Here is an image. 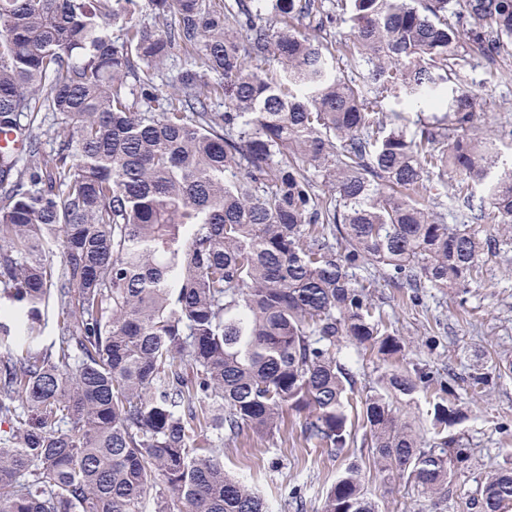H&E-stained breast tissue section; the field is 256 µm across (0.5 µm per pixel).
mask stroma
I'll use <instances>...</instances> for the list:
<instances>
[{"label": "stroma", "mask_w": 512, "mask_h": 512, "mask_svg": "<svg viewBox=\"0 0 512 512\" xmlns=\"http://www.w3.org/2000/svg\"><path fill=\"white\" fill-rule=\"evenodd\" d=\"M465 65L467 87L482 97L484 119L491 126L497 148L503 159H510L512 57L491 65L470 51ZM373 294L408 348L403 357L385 362L374 354L344 346L340 359L356 371L359 388H380L391 370L411 364L443 376L451 371L465 375L471 364L466 354L470 348L512 354V269L493 267L464 295L452 289L428 290L418 307L411 305L403 288L382 286ZM430 333L439 337L438 348L425 346L424 339ZM298 431L293 418L279 440L264 441L246 430L235 446L224 451L225 469L258 492L269 512H281L284 500L295 488L301 491L304 512H320L326 490L352 462L360 467L379 512H470L469 497L484 471L503 460L512 461V378L500 380L489 396L470 402L466 419L455 426V433L475 448V465L457 478L453 497L438 506L404 487L384 492L368 449L355 447L348 454L331 457L304 447Z\"/></svg>", "instance_id": "35a3bbf8"}]
</instances>
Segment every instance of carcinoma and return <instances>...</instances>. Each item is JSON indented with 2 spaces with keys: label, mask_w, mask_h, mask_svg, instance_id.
I'll return each mask as SVG.
<instances>
[{
  "label": "carcinoma",
  "mask_w": 512,
  "mask_h": 512,
  "mask_svg": "<svg viewBox=\"0 0 512 512\" xmlns=\"http://www.w3.org/2000/svg\"><path fill=\"white\" fill-rule=\"evenodd\" d=\"M336 16L360 83L334 65L323 0H0V130L28 135L23 166L0 151V512H147L152 495L154 512H268L224 448L287 415L316 450L369 449L386 487L454 494L474 449L450 429L512 360L360 392L338 354L406 350L359 272L417 304L512 250V164L475 125L459 51L464 32L491 62L512 53V0H336ZM176 51L199 68L164 93ZM41 112L68 128L49 152ZM436 184L488 228L446 223ZM431 385L429 436L393 400ZM471 505L512 512V467ZM321 512H378L356 464Z\"/></svg>",
  "instance_id": "carcinoma-1"
}]
</instances>
